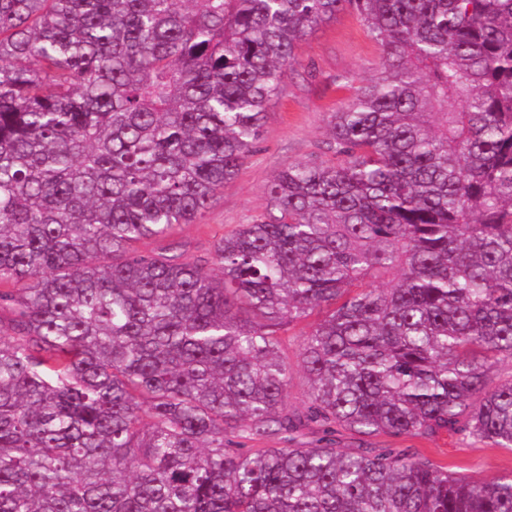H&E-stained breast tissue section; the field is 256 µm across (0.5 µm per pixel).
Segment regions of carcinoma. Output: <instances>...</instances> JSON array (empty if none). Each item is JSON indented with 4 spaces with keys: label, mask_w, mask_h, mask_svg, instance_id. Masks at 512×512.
<instances>
[{
    "label": "carcinoma",
    "mask_w": 512,
    "mask_h": 512,
    "mask_svg": "<svg viewBox=\"0 0 512 512\" xmlns=\"http://www.w3.org/2000/svg\"><path fill=\"white\" fill-rule=\"evenodd\" d=\"M382 51L265 212L191 259L301 42ZM165 241L145 253L137 243ZM0 512H512L408 450H512V0H0ZM309 400L290 413L281 336ZM315 317H310L306 321L300 323L290 331L282 336L283 338V351L288 358V366L291 371V378L288 385V391L285 398V403L288 409L301 410L307 403L309 382L306 374L304 373L299 359V344L300 330L306 326L307 323L312 322ZM333 438L336 439L335 446L344 450H356L359 446L373 448L375 451L412 448V451L458 476L494 481L512 473V451L492 448L463 435L450 437L439 433L425 438L379 434L362 441L353 433L339 428Z\"/></svg>",
    "instance_id": "1"
}]
</instances>
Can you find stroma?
Returning <instances> with one entry per match:
<instances>
[{"label":"stroma","mask_w":512,"mask_h":512,"mask_svg":"<svg viewBox=\"0 0 512 512\" xmlns=\"http://www.w3.org/2000/svg\"><path fill=\"white\" fill-rule=\"evenodd\" d=\"M380 56V46L368 36L361 20L347 12L320 25L306 38L278 98L267 108L259 150L218 193L202 218L177 227L176 236L186 244L190 257L208 256L224 233L263 214L266 186L289 162L325 157L331 112L351 95L353 86L372 78ZM299 344L295 331L284 334L283 351L291 371L285 402L292 410L306 405L309 392ZM335 439L337 447L345 450L361 446L376 451L409 448L464 477L494 481L512 473L511 450L492 448L463 435L440 433L425 438L379 434L361 440L341 429Z\"/></svg>","instance_id":"obj_1"}]
</instances>
